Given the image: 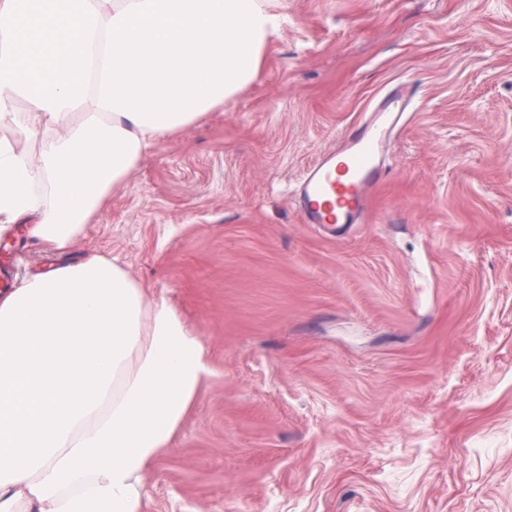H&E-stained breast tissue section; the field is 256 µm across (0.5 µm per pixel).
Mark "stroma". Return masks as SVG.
Instances as JSON below:
<instances>
[{
	"instance_id": "stroma-1",
	"label": "stroma",
	"mask_w": 512,
	"mask_h": 512,
	"mask_svg": "<svg viewBox=\"0 0 512 512\" xmlns=\"http://www.w3.org/2000/svg\"><path fill=\"white\" fill-rule=\"evenodd\" d=\"M271 7L255 80L68 253L0 237V294L103 255L198 332L211 373L144 512H512V0ZM401 78L366 223H305L303 172Z\"/></svg>"
}]
</instances>
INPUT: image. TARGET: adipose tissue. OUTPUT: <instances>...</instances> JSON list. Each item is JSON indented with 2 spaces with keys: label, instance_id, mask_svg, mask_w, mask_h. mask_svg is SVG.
Returning a JSON list of instances; mask_svg holds the SVG:
<instances>
[{
  "label": "adipose tissue",
  "instance_id": "1",
  "mask_svg": "<svg viewBox=\"0 0 512 512\" xmlns=\"http://www.w3.org/2000/svg\"><path fill=\"white\" fill-rule=\"evenodd\" d=\"M262 0H0V225L68 249L163 138L257 75ZM25 112H17V100ZM211 372L199 335L94 255L0 295V512H142Z\"/></svg>",
  "mask_w": 512,
  "mask_h": 512
}]
</instances>
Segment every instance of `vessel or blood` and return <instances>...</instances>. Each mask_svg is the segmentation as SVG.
Masks as SVG:
<instances>
[{
  "label": "vessel or blood",
  "mask_w": 512,
  "mask_h": 512,
  "mask_svg": "<svg viewBox=\"0 0 512 512\" xmlns=\"http://www.w3.org/2000/svg\"><path fill=\"white\" fill-rule=\"evenodd\" d=\"M412 98L408 84L394 87L336 151L306 169L295 190L306 223L335 230L359 222L369 191L384 175L382 155Z\"/></svg>",
  "instance_id": "vessel-or-blood-1"
}]
</instances>
